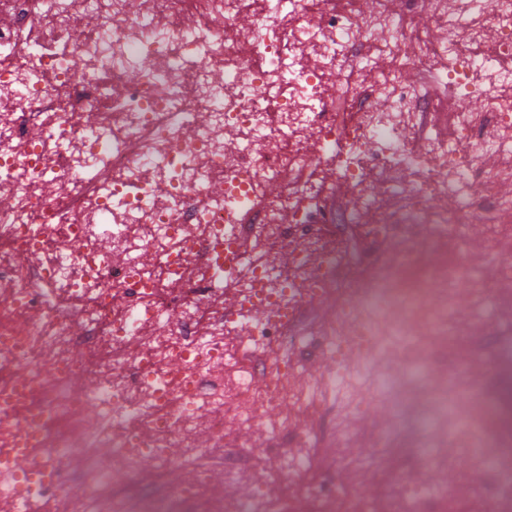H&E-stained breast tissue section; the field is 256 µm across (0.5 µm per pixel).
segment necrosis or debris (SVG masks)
Listing matches in <instances>:
<instances>
[{"instance_id":"necrosis-or-debris-1","label":"necrosis or debris","mask_w":512,"mask_h":512,"mask_svg":"<svg viewBox=\"0 0 512 512\" xmlns=\"http://www.w3.org/2000/svg\"><path fill=\"white\" fill-rule=\"evenodd\" d=\"M423 3L418 56L391 0H0V189L11 197L0 208V398L38 438L29 498L53 496L60 512L104 496L112 512H285L261 490L246 503L213 498L199 463L223 447L225 419L250 430L263 418L262 450L233 453L224 474L239 479L237 461L264 456L302 482L294 512L339 497L346 512H465L463 494L431 478L454 459L490 476L475 492L490 512H512V469L497 461L499 432L512 437V382L493 392L470 379L455 313L458 289L478 315L494 288L470 260L472 224L495 243L512 214V168L497 163L512 156V71L500 65L512 56V0ZM490 34L493 48L473 51ZM376 35L378 56L361 53ZM438 59L449 99L469 105L452 112L453 137L416 150L403 133L430 100L404 74L432 73ZM313 140L359 204L349 223L382 246L359 287L320 230L321 185L301 176ZM441 170L448 181L434 179ZM450 194L453 208L441 207ZM418 223L424 242L404 247ZM445 242L454 250L435 276H409ZM210 244L233 260L217 264ZM228 293L235 312L202 313ZM331 295L341 303L329 326L288 335ZM259 302L274 313L253 314ZM313 355L329 372L289 388ZM432 364L445 386L431 402L463 412L381 503L307 481L316 438L279 406L335 398L345 440L346 418L399 410ZM19 366L28 387L16 399ZM174 446L188 480L124 495L144 465L172 469Z\"/></svg>"}]
</instances>
